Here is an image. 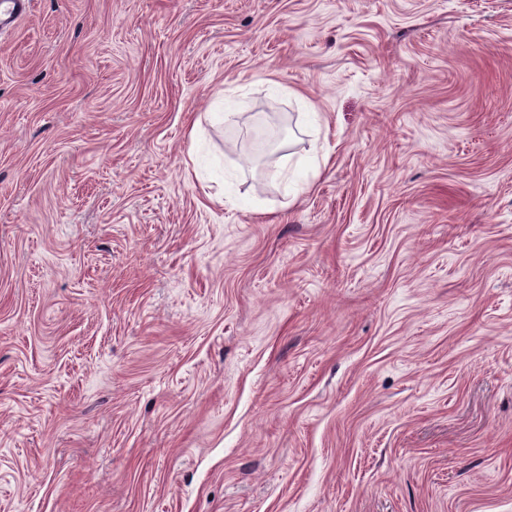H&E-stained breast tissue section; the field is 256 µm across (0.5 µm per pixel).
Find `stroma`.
I'll return each mask as SVG.
<instances>
[{
  "instance_id": "obj_1",
  "label": "stroma",
  "mask_w": 512,
  "mask_h": 512,
  "mask_svg": "<svg viewBox=\"0 0 512 512\" xmlns=\"http://www.w3.org/2000/svg\"><path fill=\"white\" fill-rule=\"evenodd\" d=\"M0 512H512V0H31Z\"/></svg>"
}]
</instances>
